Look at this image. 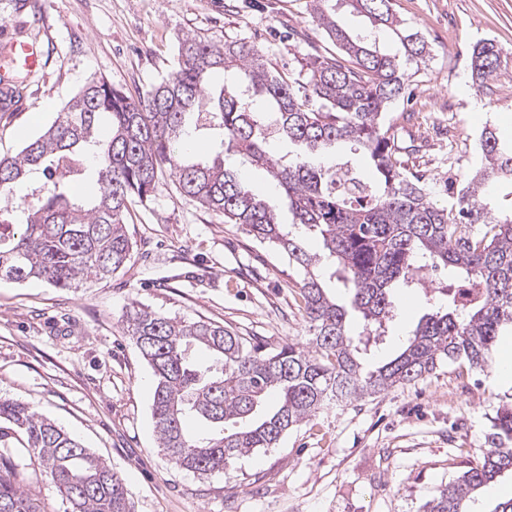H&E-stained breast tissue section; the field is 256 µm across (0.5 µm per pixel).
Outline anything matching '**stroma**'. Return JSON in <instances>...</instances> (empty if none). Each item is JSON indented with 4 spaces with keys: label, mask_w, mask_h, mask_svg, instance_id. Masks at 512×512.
Listing matches in <instances>:
<instances>
[{
    "label": "stroma",
    "mask_w": 512,
    "mask_h": 512,
    "mask_svg": "<svg viewBox=\"0 0 512 512\" xmlns=\"http://www.w3.org/2000/svg\"><path fill=\"white\" fill-rule=\"evenodd\" d=\"M393 9L430 55L388 114L410 168L447 184L443 204L479 163L485 126L512 138V0H393ZM0 31L37 43L48 60L18 81V109L0 110V157L19 152L90 80L145 94L171 71L186 34L257 44L286 79L308 56H341L314 22L312 0H0ZM484 39L505 61L480 90L462 79ZM125 222L131 258L108 279L69 289L0 282V397L33 405L105 460L133 512H422L487 448L512 375L446 362L380 396L329 404L279 447L224 472L174 467L158 447L153 375L122 327L126 307L209 320L268 349L304 343L303 273L165 177L148 204L131 202ZM449 285L443 276L425 290H396L399 317L371 361L397 352Z\"/></svg>",
    "instance_id": "1"
}]
</instances>
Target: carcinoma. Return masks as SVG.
Segmentation results:
<instances>
[{
	"mask_svg": "<svg viewBox=\"0 0 512 512\" xmlns=\"http://www.w3.org/2000/svg\"><path fill=\"white\" fill-rule=\"evenodd\" d=\"M313 0L315 21L350 59L315 55L292 81L268 68L256 45L197 35L179 40L171 72L132 100L105 82L87 83L41 134L13 157L0 158V281L43 280L76 288L120 270L133 244L128 203L151 200L167 175L181 194L274 245L303 273L300 294L313 336L266 352L211 321L187 322L137 303L123 322L152 370V418L171 464L199 476L226 470L258 448H275L290 429L333 402H352L404 386L439 364L464 360L489 367L502 336L512 333V210L491 205L490 184L511 188L512 140L497 128L480 134L481 164L447 207L408 174L385 125L403 93L408 69L429 54L417 32L402 27L392 0H346L369 19L352 34ZM397 48L382 51L380 33ZM492 41L472 49L471 76L481 86L500 66ZM258 101L254 110L249 102ZM108 121L111 136L98 138ZM217 131L222 150L209 162L176 151L191 130ZM301 146L276 157L270 134ZM363 152L375 178L356 198L338 189L337 144ZM96 162L99 192L90 200L67 185ZM242 157L266 169L284 195L291 222L253 193L226 164ZM24 223H13L16 213ZM322 240L311 254L307 235ZM342 283L338 302L319 266ZM446 272L460 285L448 307L423 315L399 353L367 370L370 342L396 320L393 292L422 288L426 274ZM490 448L438 496L427 512H469L468 502L512 473V404L491 417ZM47 482L68 512H132L122 477L29 404L0 399V512H44L30 485Z\"/></svg>",
	"mask_w": 512,
	"mask_h": 512,
	"instance_id": "cac0c4a2",
	"label": "carcinoma"
}]
</instances>
